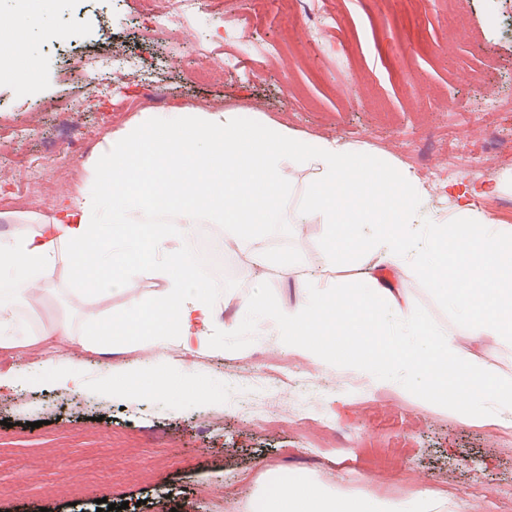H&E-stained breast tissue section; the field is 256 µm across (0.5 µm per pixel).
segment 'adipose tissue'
Wrapping results in <instances>:
<instances>
[{"label":"adipose tissue","mask_w":512,"mask_h":512,"mask_svg":"<svg viewBox=\"0 0 512 512\" xmlns=\"http://www.w3.org/2000/svg\"><path fill=\"white\" fill-rule=\"evenodd\" d=\"M108 179L88 178L78 195L50 221L20 224L0 236V346L16 341L14 306L48 294V277L68 266L77 289L98 295L122 290L120 271L141 265L159 281L150 301L128 296L119 313L86 315L89 331L77 339L96 353L115 336L144 342L166 358L175 345L187 352L216 351L217 336L234 335L239 321L219 323L215 304L187 262L182 242L195 225H224L230 241L248 249L258 267L288 268V255L262 244L278 215L286 176L310 168L297 217L327 225L331 252L362 250L372 259L357 269L359 287L342 289L331 268L303 283L304 298L289 308L257 312L259 297L239 301L242 318L282 336L289 351L322 367L346 365L377 380L392 370L393 383L416 379L417 397L461 418L512 425V384L491 381L487 369L464 357L453 338L436 334L381 277L383 267L420 263L430 282L460 310L470 336L512 338V226L495 223L468 192L456 194L450 214L425 207L413 172L367 147L340 138L300 133L284 124L247 118L236 109L192 106L145 112L105 139ZM377 299L419 348L404 354L388 337ZM442 503L421 494L415 506L368 492L330 490L298 472L269 473L252 497L250 512H440Z\"/></svg>","instance_id":"adipose-tissue-1"}]
</instances>
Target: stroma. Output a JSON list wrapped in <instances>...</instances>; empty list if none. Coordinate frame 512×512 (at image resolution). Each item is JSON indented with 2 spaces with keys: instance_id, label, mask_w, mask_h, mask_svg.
<instances>
[{
  "instance_id": "1",
  "label": "stroma",
  "mask_w": 512,
  "mask_h": 512,
  "mask_svg": "<svg viewBox=\"0 0 512 512\" xmlns=\"http://www.w3.org/2000/svg\"><path fill=\"white\" fill-rule=\"evenodd\" d=\"M338 17L341 33L331 52L306 40L314 14L292 15L288 0H221L218 9L200 6L175 20L159 37L147 29L153 13L145 0H0V16H43L26 34L25 57L35 58L39 80L24 84L23 69L0 80V126L14 133L0 153V176L11 177L19 155L52 152L75 176L49 175L36 208L0 212V236L15 225L52 217L62 193H76L80 172L90 161L106 170L103 137L142 112L171 106L218 105L251 112L311 135L339 137L384 151L410 165L418 179L441 163L435 134L448 130L454 111L476 113L485 91L512 101V0H464L466 39L454 40L440 0H319ZM247 29L248 41L224 42V22ZM237 56L235 67L211 66L208 80L196 77L208 45ZM281 44L269 60L259 45ZM123 46L138 71H107L88 81L90 59L109 58ZM470 147L487 161L512 153V112L479 124L461 125ZM418 140L422 156L409 162L397 146ZM512 173L495 166L492 176ZM314 174L289 173L288 195L277 223L266 228L270 252L288 254L289 272L256 270L229 260L232 275L215 296L220 320L239 317L237 302L261 293L269 305L291 307L303 297L300 281L329 259L321 224L297 221L298 203ZM54 290L39 309L18 305L22 335L39 336L66 326L71 340L51 338L39 350L76 376L81 391L65 389L55 371L31 366L34 352L9 351L0 377L13 388L0 390V485L13 494L0 499V512H97V502L126 503L125 512H249V502L266 470L299 469L344 492L370 491L382 498L413 501L418 490L441 498L445 512H512V426L474 424L444 407L427 406L413 390L375 384L351 370H324L270 345L244 325L221 336V350L186 357L180 367L152 358L135 340H112L90 354L73 343L84 336L85 301L65 276L50 273ZM390 279L431 327L454 338L463 355L482 362L491 377L512 383V341H475L455 309L412 265L391 270ZM288 364L287 382L271 379L275 363ZM268 376L254 392L241 373ZM175 375L182 393L143 391L129 396L119 380ZM312 407L329 404L336 443L311 448L306 431L290 414L295 396ZM264 407L281 418L278 431L246 422L245 407ZM392 426L411 420L409 450L381 477L366 469L368 433L378 420ZM132 437L136 448L113 456L111 442ZM478 496H471V488Z\"/></svg>"
}]
</instances>
